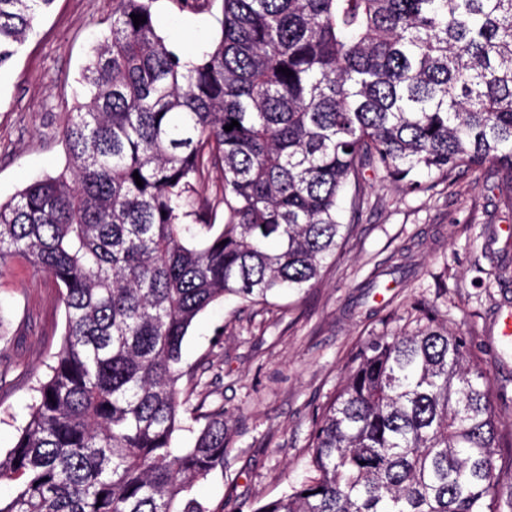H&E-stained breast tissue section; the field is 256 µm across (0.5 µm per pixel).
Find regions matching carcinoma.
Listing matches in <instances>:
<instances>
[{
    "label": "carcinoma",
    "instance_id": "carcinoma-1",
    "mask_svg": "<svg viewBox=\"0 0 512 512\" xmlns=\"http://www.w3.org/2000/svg\"><path fill=\"white\" fill-rule=\"evenodd\" d=\"M155 2L113 0L58 128L65 168L0 202V269L26 260L65 309L0 453V512H209L194 487L227 443L224 408L192 403L193 321L316 284L368 172L427 191L489 164L512 208V0H223L190 65ZM53 3L0 0V68ZM424 319L361 349L312 426L309 475L254 512H512L487 371ZM0 343L1 389L16 367L1 317Z\"/></svg>",
    "mask_w": 512,
    "mask_h": 512
}]
</instances>
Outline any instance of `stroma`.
<instances>
[{
	"mask_svg": "<svg viewBox=\"0 0 512 512\" xmlns=\"http://www.w3.org/2000/svg\"><path fill=\"white\" fill-rule=\"evenodd\" d=\"M112 0H55L13 63L0 70V201L65 165L62 112L80 89V71L102 38ZM210 11L157 0V27L179 50L216 37ZM492 166L465 170L429 191L369 177L367 202L322 280L298 294L249 305L230 298L200 314L183 343L199 389L224 408L230 444L224 466L200 480L210 512H254L307 471L312 420L340 388L373 337L422 327L417 304L435 308L486 368L503 430L512 429V344L499 332L512 310V210ZM410 251L406 274L392 272ZM376 287H369V280ZM50 277L18 261L0 270V312L24 383L0 396V452L26 419L32 388L59 350L64 309Z\"/></svg>",
	"mask_w": 512,
	"mask_h": 512,
	"instance_id": "stroma-1",
	"label": "stroma"
}]
</instances>
